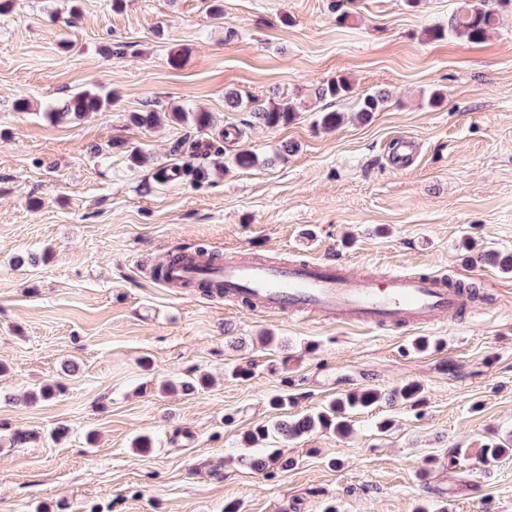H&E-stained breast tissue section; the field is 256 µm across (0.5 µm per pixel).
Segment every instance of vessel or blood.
Listing matches in <instances>:
<instances>
[{
	"mask_svg": "<svg viewBox=\"0 0 512 512\" xmlns=\"http://www.w3.org/2000/svg\"><path fill=\"white\" fill-rule=\"evenodd\" d=\"M168 278H207L227 295L249 296L262 312H322L348 325L417 326L439 314L455 316L462 306L460 294L442 278L394 275L379 280L331 259L301 264L224 261L205 268L188 258L171 266Z\"/></svg>",
	"mask_w": 512,
	"mask_h": 512,
	"instance_id": "1",
	"label": "vessel or blood"
}]
</instances>
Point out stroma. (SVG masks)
I'll return each instance as SVG.
<instances>
[{
    "label": "stroma",
    "mask_w": 512,
    "mask_h": 512,
    "mask_svg": "<svg viewBox=\"0 0 512 512\" xmlns=\"http://www.w3.org/2000/svg\"><path fill=\"white\" fill-rule=\"evenodd\" d=\"M212 4L12 0L0 16V512H512V453H483L512 438V274L471 259L512 252V13L473 43L426 37L456 0H357L349 27L330 0H222L220 18ZM339 75L350 98L316 99ZM84 89L111 93V107L49 119ZM229 90L242 107L226 105ZM381 90L382 111L351 117ZM282 98L301 104L290 123L252 121L247 100ZM150 104L241 129L224 153L248 148L255 165L156 183L189 129L130 124ZM325 111L347 118L328 131ZM401 138L416 146L403 165ZM116 139L143 147L146 164L129 167ZM195 245L223 259L334 256L380 278L469 267L480 297L455 323L273 319L155 279L158 262ZM188 374L209 386L162 392ZM47 383L56 398L19 403ZM409 383L422 405L351 413L347 435L271 437L288 466L250 467L241 439L281 419L272 396L305 414ZM15 431L34 438L12 445Z\"/></svg>",
    "instance_id": "stroma-1"
}]
</instances>
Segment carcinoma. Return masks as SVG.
<instances>
[{
    "label": "carcinoma",
    "mask_w": 512,
    "mask_h": 512,
    "mask_svg": "<svg viewBox=\"0 0 512 512\" xmlns=\"http://www.w3.org/2000/svg\"><path fill=\"white\" fill-rule=\"evenodd\" d=\"M353 3L354 0H333L331 2L330 8L337 13L338 24L348 25L358 19L357 13L350 8ZM508 7L512 8V0H461L458 8L448 17V27L438 26L430 29L428 38L431 41H440L445 39L449 33L455 32L465 36L471 42H480L495 29L502 11ZM351 91L350 81L344 76H338L318 86L315 94L321 99L324 97L342 98L348 96ZM387 102L388 95L384 92L366 94L358 100L356 117L366 120L373 113L382 111ZM110 104V97L102 96L97 91L88 89L76 94L62 106L52 109L49 116L60 122L72 118L79 119L88 112L104 110ZM297 111H299V105L290 100L270 101L254 107L252 117L267 127H277L287 124ZM163 117L174 123L190 125L197 129H210L214 125V117L211 113L182 107H175L163 114L154 109L136 112L130 116V120L136 125L150 126ZM171 153L175 155L186 153L189 160L181 165L160 168L155 173L157 181L189 179L199 182L204 179L206 168L201 163L193 162V159L201 155L208 158L210 153L203 152L197 141L187 138L179 140L172 146ZM179 287L196 288L209 297L224 295V288L208 280L186 281L179 284ZM394 396L414 405L424 401L421 386L417 384L403 386L394 393ZM381 400L382 394L373 389L360 393H349L331 400L315 413H306L298 418L280 420L270 426H260L248 435L246 441L250 444L265 441L276 432L290 438H298L317 427L342 434L348 431V417L351 412L369 409Z\"/></svg>",
    "instance_id": "1"
}]
</instances>
